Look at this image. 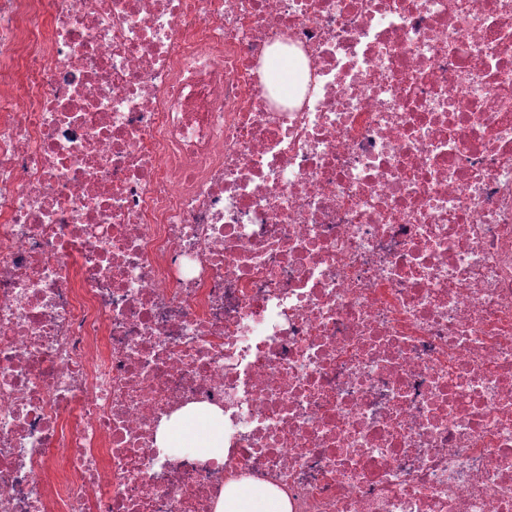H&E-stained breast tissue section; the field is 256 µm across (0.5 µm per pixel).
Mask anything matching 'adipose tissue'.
<instances>
[{"label":"adipose tissue","instance_id":"adipose-tissue-1","mask_svg":"<svg viewBox=\"0 0 512 512\" xmlns=\"http://www.w3.org/2000/svg\"><path fill=\"white\" fill-rule=\"evenodd\" d=\"M157 442L162 448L219 459L224 455V420L207 409L187 410L160 428ZM219 512H289L288 498L273 487L260 490L233 482L224 489Z\"/></svg>","mask_w":512,"mask_h":512}]
</instances>
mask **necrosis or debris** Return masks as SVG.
I'll use <instances>...</instances> for the list:
<instances>
[{"label":"necrosis or debris","mask_w":512,"mask_h":512,"mask_svg":"<svg viewBox=\"0 0 512 512\" xmlns=\"http://www.w3.org/2000/svg\"><path fill=\"white\" fill-rule=\"evenodd\" d=\"M242 479L512 512V0H0V512ZM157 442L160 448L220 459L224 457V418L203 408L184 411L160 428Z\"/></svg>","instance_id":"necrosis-or-debris-1"}]
</instances>
